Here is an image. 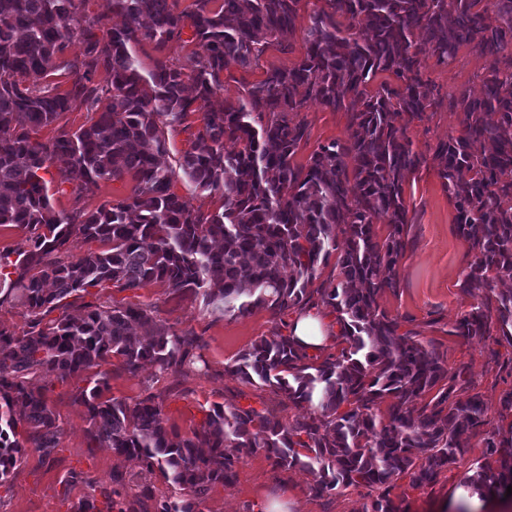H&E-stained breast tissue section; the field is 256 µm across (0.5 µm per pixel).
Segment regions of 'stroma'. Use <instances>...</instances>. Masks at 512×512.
Here are the masks:
<instances>
[{
    "mask_svg": "<svg viewBox=\"0 0 512 512\" xmlns=\"http://www.w3.org/2000/svg\"><path fill=\"white\" fill-rule=\"evenodd\" d=\"M319 6L318 0H302L296 29L289 34L291 52L271 47L257 66L243 70L231 68L224 78L221 100H234L244 85L261 80L267 68L288 66L305 51L303 30L309 16ZM486 66L485 58L469 48H461L457 61L447 67L427 62L422 77L441 93L463 86L480 89L479 76ZM303 118L309 127V139L294 157L306 164L319 147L347 137V115L320 105H309ZM461 118L457 113L441 111L431 121H414L407 134L414 148L427 153L437 140L458 135ZM404 200L414 222L408 225L409 248L401 260L397 290L385 291L379 298L381 309L403 320L405 328L420 332L422 340L432 342L449 366H466L473 381L472 390L483 400L490 427L500 423L499 402L512 391V376L490 361L491 349L501 354L512 353V347L494 346L490 341L469 340L449 335L448 329L462 313L477 304L476 296L464 293L458 279L473 255L455 229L456 212L445 193L436 167L425 165L411 174L404 184ZM138 302L151 305L157 319L178 330H190L204 336L207 345L193 372L177 381H155L152 366H144L138 375L127 374L118 359L102 364L110 396L135 400L146 386L163 397V412L168 427L180 434L200 426L212 404L277 405L270 388L258 389L225 374L224 367L238 354L263 336H271L277 319L271 311L255 310L244 317L223 316L211 312L202 301L180 300L170 295L166 286L155 283L138 292ZM85 380L52 382L49 404L62 430V443L50 457H42L37 449L27 451L24 464L16 471L10 485L0 488V512H74L78 501L92 494L94 488L111 487L116 471L131 473L139 481L153 484L156 495L168 492V486L156 474L142 470L137 462L127 461L95 441L88 433L84 409L75 401ZM481 437L470 440L463 461L449 466L436 483L416 485L410 476L397 481L395 493L406 512H440L442 504L455 500L468 468L484 462ZM232 484L215 486L200 505L201 512H243L253 505L254 512H264L267 502L287 495L289 512H364L367 502L362 491L348 490L335 495L332 503L311 493V477L304 471H273L262 451L244 453L236 468Z\"/></svg>",
    "mask_w": 512,
    "mask_h": 512,
    "instance_id": "stroma-1",
    "label": "stroma"
}]
</instances>
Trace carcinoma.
Returning <instances> with one entry per match:
<instances>
[{"label":"carcinoma","mask_w":512,"mask_h":512,"mask_svg":"<svg viewBox=\"0 0 512 512\" xmlns=\"http://www.w3.org/2000/svg\"><path fill=\"white\" fill-rule=\"evenodd\" d=\"M85 0H0V226L27 232L0 250V291L27 311V328L0 324V486L31 446L50 456L62 432L48 404V386L116 357L130 375L149 362L160 376L188 373L204 339L156 320L154 310L126 300L82 302L71 296L113 287L137 293L151 283L202 299L213 311L247 316L267 309L279 317L263 336L224 367L251 386H267L304 409L282 422L268 408L212 405L189 436L167 427L161 395L133 402L106 398V377L77 395L90 434L118 456L158 473L169 494L112 474L108 512H196L217 484L235 476L240 458L226 448L264 451L275 471L313 476L315 495L350 487L375 493L365 512H403L392 497L396 481L434 483L464 458L471 437L487 424L462 366L445 365L420 333L379 308L398 287L411 223L404 182L423 162L405 128L430 119L443 105L421 74L427 59L454 62L461 48L486 58L482 91L448 95L462 116L461 134L438 142L432 161L454 203L456 227L473 260L460 287L486 295L448 329L451 336L512 346V0H324L305 30L304 55L273 66L242 88L233 102L213 108L224 72L247 69L279 36L295 28L301 0H112L123 17L82 14ZM79 39L80 55L63 60ZM163 50L194 45L176 64L157 57L148 75L134 46ZM110 75L103 87L99 69ZM63 71L70 88L49 77ZM379 72L401 80L369 88ZM80 101L97 114L87 127L58 129L43 142L38 131ZM311 103L348 115V135L294 163L308 137L297 118ZM202 112L178 168L162 162L164 129L187 130ZM236 146L224 151V143ZM71 180L135 181L132 195L94 211L55 209L41 172ZM183 174L201 192L218 193L216 210L191 206L172 191ZM389 226L379 239L375 224ZM97 241L98 251L73 252L74 241ZM332 280L313 283L328 265ZM324 305L340 327L338 355L311 356L282 333L283 316ZM61 315L47 319L52 312ZM393 399L388 412L379 406ZM417 404L415 413L403 405ZM488 456L464 477L480 497L512 487V424L484 438Z\"/></svg>","instance_id":"1"}]
</instances>
